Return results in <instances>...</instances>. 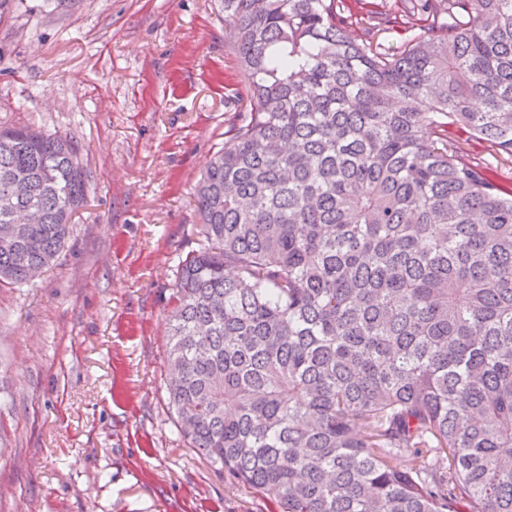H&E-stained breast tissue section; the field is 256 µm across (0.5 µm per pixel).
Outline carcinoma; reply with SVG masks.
Here are the masks:
<instances>
[{
    "label": "carcinoma",
    "mask_w": 512,
    "mask_h": 512,
    "mask_svg": "<svg viewBox=\"0 0 512 512\" xmlns=\"http://www.w3.org/2000/svg\"><path fill=\"white\" fill-rule=\"evenodd\" d=\"M217 2L249 97L176 272L183 438L281 512H512V187L448 140L512 156V0ZM85 185L72 140L0 126V284Z\"/></svg>",
    "instance_id": "obj_1"
}]
</instances>
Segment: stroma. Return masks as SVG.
Returning <instances> with one entry per match:
<instances>
[{
	"mask_svg": "<svg viewBox=\"0 0 512 512\" xmlns=\"http://www.w3.org/2000/svg\"><path fill=\"white\" fill-rule=\"evenodd\" d=\"M246 101L215 0L0 14V125L72 138L88 174L57 262L0 285V512H275L189 447L166 393L194 186ZM454 143L512 181L496 147Z\"/></svg>",
	"mask_w": 512,
	"mask_h": 512,
	"instance_id": "1",
	"label": "stroma"
}]
</instances>
